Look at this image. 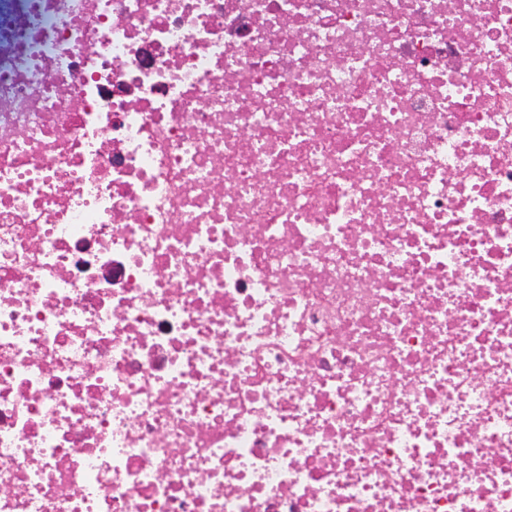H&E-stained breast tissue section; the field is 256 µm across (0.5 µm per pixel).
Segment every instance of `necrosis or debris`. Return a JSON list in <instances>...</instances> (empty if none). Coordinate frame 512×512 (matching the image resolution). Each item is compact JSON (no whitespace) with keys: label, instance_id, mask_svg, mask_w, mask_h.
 Instances as JSON below:
<instances>
[{"label":"necrosis or debris","instance_id":"obj_1","mask_svg":"<svg viewBox=\"0 0 512 512\" xmlns=\"http://www.w3.org/2000/svg\"><path fill=\"white\" fill-rule=\"evenodd\" d=\"M0 512H512V0H0Z\"/></svg>","mask_w":512,"mask_h":512}]
</instances>
